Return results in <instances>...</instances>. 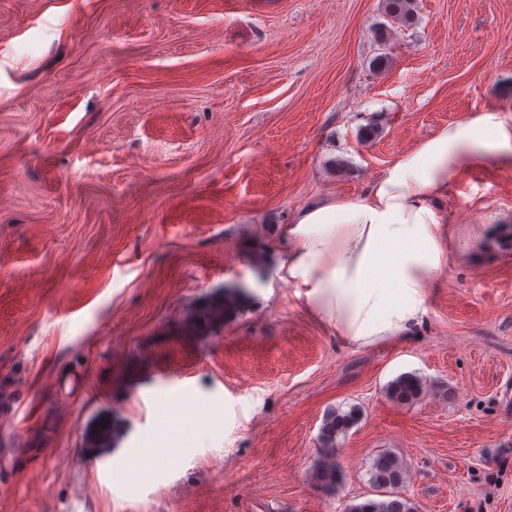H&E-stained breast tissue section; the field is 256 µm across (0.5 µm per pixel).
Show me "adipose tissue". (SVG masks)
Returning a JSON list of instances; mask_svg holds the SVG:
<instances>
[{
    "label": "adipose tissue",
    "mask_w": 512,
    "mask_h": 512,
    "mask_svg": "<svg viewBox=\"0 0 512 512\" xmlns=\"http://www.w3.org/2000/svg\"><path fill=\"white\" fill-rule=\"evenodd\" d=\"M487 157L512 164V125L494 110L442 128L398 158L362 199L310 205L287 228L281 279L345 340L369 346L406 335L447 261L439 205L448 185Z\"/></svg>",
    "instance_id": "adipose-tissue-1"
}]
</instances>
